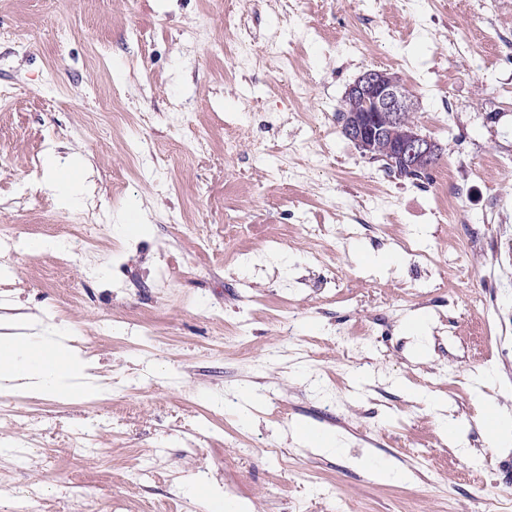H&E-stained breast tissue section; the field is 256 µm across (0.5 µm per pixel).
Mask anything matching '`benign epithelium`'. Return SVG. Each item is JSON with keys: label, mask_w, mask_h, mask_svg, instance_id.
Segmentation results:
<instances>
[{"label": "benign epithelium", "mask_w": 512, "mask_h": 512, "mask_svg": "<svg viewBox=\"0 0 512 512\" xmlns=\"http://www.w3.org/2000/svg\"><path fill=\"white\" fill-rule=\"evenodd\" d=\"M347 95L360 100L362 106L345 114L343 131L369 159L384 158L409 171L428 170L436 163L438 144L413 126L404 128V117L413 103L387 73L365 72Z\"/></svg>", "instance_id": "7a95c632"}]
</instances>
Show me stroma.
Instances as JSON below:
<instances>
[{
	"instance_id": "35a3bbf8",
	"label": "stroma",
	"mask_w": 512,
	"mask_h": 512,
	"mask_svg": "<svg viewBox=\"0 0 512 512\" xmlns=\"http://www.w3.org/2000/svg\"><path fill=\"white\" fill-rule=\"evenodd\" d=\"M371 20L382 44L362 57L337 50ZM300 22L316 29L303 44ZM422 22L430 36H415ZM453 36L478 65L449 57ZM274 37L286 70L238 67L240 43L258 53ZM508 37L512 0L489 14L482 0H0V88L12 92L0 104V226L23 241L21 253L0 249V336H24L26 316L41 315L72 334L86 382L105 389L0 394L14 406L0 417V512H21L31 488L33 512H209L188 491L200 477L247 512H400L407 497L420 512H478L511 495L512 447L491 443L484 417L512 411V357L485 339L487 306L512 312V167L488 165L512 159ZM372 69L399 76L441 148L428 182L390 175L341 133L346 91ZM301 80L310 94L296 103L286 91ZM238 126L261 152L225 154ZM200 136L203 150L170 158L172 138ZM319 137L322 155L303 150ZM289 143L300 150L286 157ZM50 153L80 168L77 199L46 186ZM379 188L391 206L373 201ZM440 197L455 223L441 222ZM355 213L379 237L351 234ZM135 214L140 224L120 231ZM329 222L320 263L307 240ZM229 224L242 232L225 234ZM76 226L86 252H34ZM275 230L277 261L248 266ZM407 234L427 258L401 250ZM452 235L472 239L469 258L453 260ZM161 255L174 270L164 285L152 276ZM452 264L473 294L449 293ZM397 304L400 316L337 343ZM417 314L429 321L423 350L406 329ZM447 417L461 444L442 436ZM302 424L335 434L342 452H314ZM77 429L96 448L72 447ZM391 462L413 482L373 478Z\"/></svg>"
}]
</instances>
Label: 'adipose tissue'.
<instances>
[{
  "label": "adipose tissue",
  "mask_w": 512,
  "mask_h": 512,
  "mask_svg": "<svg viewBox=\"0 0 512 512\" xmlns=\"http://www.w3.org/2000/svg\"><path fill=\"white\" fill-rule=\"evenodd\" d=\"M83 368L79 353L55 337L37 334L22 343L8 336L0 338V393L26 385L55 395Z\"/></svg>",
  "instance_id": "obj_1"
}]
</instances>
